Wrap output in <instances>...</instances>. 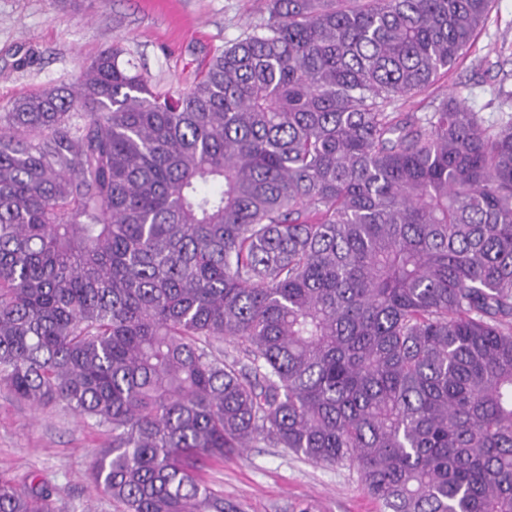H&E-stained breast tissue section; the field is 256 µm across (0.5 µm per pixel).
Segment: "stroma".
<instances>
[{"mask_svg": "<svg viewBox=\"0 0 512 512\" xmlns=\"http://www.w3.org/2000/svg\"><path fill=\"white\" fill-rule=\"evenodd\" d=\"M266 14V0H0V107L70 82L115 44L158 89L185 88L210 55ZM25 53L32 63L17 66ZM501 84L512 89V0H494L465 57L399 109L430 111L461 87L468 106L492 121L488 102ZM110 439L107 426L65 404L37 408L0 389V475L46 479L56 512H123L92 485L95 455ZM205 479L245 512H380L355 468L316 466L262 443L213 465Z\"/></svg>", "mask_w": 512, "mask_h": 512, "instance_id": "1", "label": "stroma"}]
</instances>
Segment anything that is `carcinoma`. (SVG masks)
I'll return each mask as SVG.
<instances>
[{
	"mask_svg": "<svg viewBox=\"0 0 512 512\" xmlns=\"http://www.w3.org/2000/svg\"><path fill=\"white\" fill-rule=\"evenodd\" d=\"M492 2L268 0L186 89L114 45L0 108V386L109 427L124 512H244L200 472L260 442L512 512V90L396 106Z\"/></svg>",
	"mask_w": 512,
	"mask_h": 512,
	"instance_id": "1",
	"label": "carcinoma"
}]
</instances>
